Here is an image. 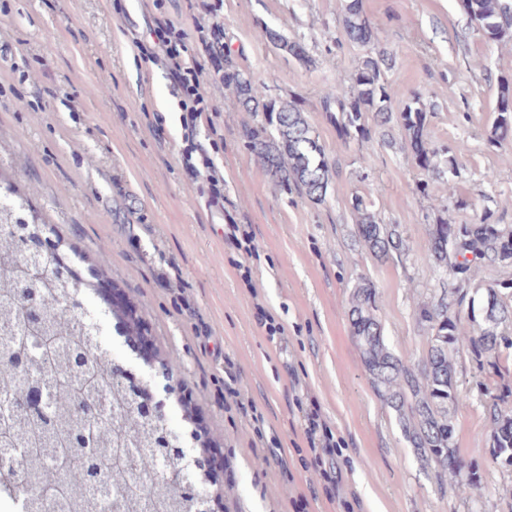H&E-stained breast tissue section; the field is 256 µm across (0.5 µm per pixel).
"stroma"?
Returning <instances> with one entry per match:
<instances>
[{
  "mask_svg": "<svg viewBox=\"0 0 512 512\" xmlns=\"http://www.w3.org/2000/svg\"><path fill=\"white\" fill-rule=\"evenodd\" d=\"M345 0H0V137L29 160L25 180L40 206L60 221L49 239L76 254L89 277L98 248L115 291L136 309L157 359L178 357L174 380L184 405L170 404L175 425L193 417L224 456L212 492L217 512H343L329 500L304 436L298 403L316 401L343 444L333 458L341 498L362 512H512V470L492 457L484 390L512 411V357L488 373L471 352L456 362L469 403L452 415L454 442L482 477L473 489L438 480L404 441L395 412L372 387L347 310L360 279L375 287L385 339L419 359L430 330L418 314L441 273L428 228L461 223L463 197L477 211L512 225V147L491 141L502 81L512 82V40H489L460 0H360L382 47L393 112L417 96L430 111L432 146L451 147L457 174L428 195L397 124L372 128L369 163L359 143L342 139L319 101L352 74L364 52L346 40ZM209 9L224 27V62L265 84L271 97H296L333 171L324 201L269 182L245 146L254 113L231 88H215L221 108L198 141L218 143L224 201L210 203L180 157L181 111L160 65L146 60L149 25L165 15L200 48L195 19ZM300 43L302 64L260 35L263 27ZM373 202L377 222L397 225L401 258L381 261L355 235L354 196ZM248 228L255 258L231 239ZM266 309L283 327L269 335ZM253 407L224 390L227 377Z\"/></svg>",
  "mask_w": 512,
  "mask_h": 512,
  "instance_id": "obj_1",
  "label": "stroma"
}]
</instances>
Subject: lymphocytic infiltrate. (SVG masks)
Wrapping results in <instances>:
<instances>
[{
  "instance_id": "lymphocytic-infiltrate-1",
  "label": "lymphocytic infiltrate",
  "mask_w": 512,
  "mask_h": 512,
  "mask_svg": "<svg viewBox=\"0 0 512 512\" xmlns=\"http://www.w3.org/2000/svg\"><path fill=\"white\" fill-rule=\"evenodd\" d=\"M201 52L189 54L186 34L165 22H155L151 32L156 37L154 56L167 70L173 92L179 100L184 130L181 152L183 164L192 178L204 179L214 200L224 197V170L197 142L199 128L213 126L218 107L211 83L224 78V31L220 26L197 22Z\"/></svg>"
}]
</instances>
